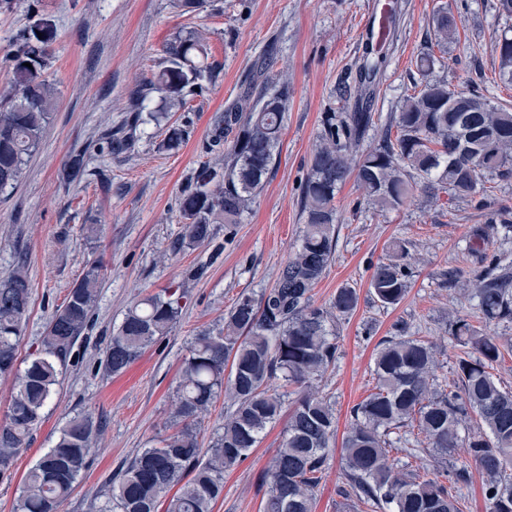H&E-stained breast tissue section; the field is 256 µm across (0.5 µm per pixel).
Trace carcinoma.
<instances>
[{
    "mask_svg": "<svg viewBox=\"0 0 512 512\" xmlns=\"http://www.w3.org/2000/svg\"><path fill=\"white\" fill-rule=\"evenodd\" d=\"M438 47L458 42V19L446 6L432 16ZM56 29L39 19L7 55L10 91L0 100V190L17 184L27 159L41 142L54 104L48 77ZM494 83L512 86V25L495 44ZM209 50L195 31L178 34L163 48L160 69L145 80L129 109L125 127L137 130L145 100L156 90L169 94L168 107L210 80ZM30 66H25V63ZM438 62L427 52L415 66L420 84L405 99L396 135L385 133L372 147L362 146L373 123L370 112H325L309 170L301 186L304 224L292 255L272 288L256 298L242 293L224 326L199 333L187 347L174 399L177 430L158 447L144 448L127 464L100 512H212L224 492V473L236 468L275 423L288 396L292 410L279 448L261 474L268 485L263 512H314L316 492L335 449L336 410L318 383L339 358L338 321L352 314L356 289L336 290L329 306H318L312 290L336 249V195L350 178L364 200L383 211L397 210L418 191L434 197L470 199L485 211V224L472 229V249L482 269L469 279L448 271V284L474 302L484 328L458 316L451 339L463 347L452 378L439 377L432 345L403 326L378 345L374 392L352 407L341 454L345 485L339 493L366 512H463L462 489L468 467L453 473L423 471L410 463L421 448H395L391 435L417 432L430 451L447 462L462 447L482 482L486 512H512V391L490 372L512 350V340L486 332L512 324V264L481 251L498 229L512 232V209L488 207L494 184L512 178V108L475 91L455 90L431 78ZM288 84L261 81L247 98L224 111L218 138L224 163L204 162L180 198L181 246H202L214 237L213 225L237 224L263 188L281 144ZM184 131L170 125L163 146L175 150ZM112 154L132 151L131 137H110ZM405 242L394 240L386 258L373 266L369 288L382 308H393L407 294L410 267ZM102 285L101 267L90 264L53 314L40 350L17 372V347L30 311L31 283L25 261L0 277V375L15 377L8 422L0 426V468L28 447L77 340L88 327ZM183 293L167 288L128 308L106 348L104 368L125 372L168 336L183 311ZM224 396L230 412L213 444L204 448L197 425L215 399ZM476 428L460 437V429ZM101 425L87 414L71 417L54 446L25 476L17 512H60Z\"/></svg>",
    "mask_w": 512,
    "mask_h": 512,
    "instance_id": "carcinoma-1",
    "label": "carcinoma"
}]
</instances>
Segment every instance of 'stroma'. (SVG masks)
Listing matches in <instances>:
<instances>
[{
    "instance_id": "35a3bbf8",
    "label": "stroma",
    "mask_w": 512,
    "mask_h": 512,
    "mask_svg": "<svg viewBox=\"0 0 512 512\" xmlns=\"http://www.w3.org/2000/svg\"><path fill=\"white\" fill-rule=\"evenodd\" d=\"M390 0H207L194 14H181L172 0H19L0 8V90L10 84L4 63L21 30L38 19L54 24L51 73L57 106L39 149L15 187L0 192V276L26 255L32 281L31 309L18 347L26 367L47 324L86 265L101 264L103 281L90 327L75 344L62 381L46 407L45 422L27 449L0 470V512H16L23 477L51 448L77 413L104 427L61 512H97L110 480L138 451L174 430L173 398L187 344L203 330L219 328L241 293L260 296L271 288L289 258L303 224L301 184L310 166L323 113L347 108L339 90L354 85L359 65L379 57L373 92L360 107L374 113L367 142L394 128L400 105L420 77L414 61L436 51L433 79L449 87L488 92L512 105V86H493L494 40L504 21L497 0H398L402 6L393 42L366 49L369 8ZM459 13L458 43L437 50L428 20L441 3ZM197 31L218 66L214 82L166 111L162 93L144 103L145 115L129 157L110 154L105 135L120 126L134 92L157 71L163 47L180 31ZM272 81L287 82L280 154L254 204L238 224L214 227L211 244L174 251L181 230L178 198L199 164L223 157L212 146L216 120L243 99L257 66ZM187 133L175 150L161 147L163 126L153 115ZM84 156L81 180H64L71 155ZM361 192L347 181L336 197L340 217L334 258L313 290L316 304L329 305L338 288L359 293L353 314L342 320L340 355L320 388L336 408V433L344 435L350 409L373 390L378 344L410 324L434 341L441 375H448L460 346L449 338L454 315L468 303L448 285L449 268L472 276L479 267L466 250L470 230L483 218L464 199L416 196L397 211L360 204ZM402 238L413 274L402 302L384 309L369 292L372 267L388 243ZM186 297L180 322L126 372L110 376L102 361L114 328L133 301L170 286ZM278 421L248 458L224 476V493L213 512H262L267 489L260 475L279 444ZM344 482L340 453H333L319 486L315 512H361L338 493Z\"/></svg>"
}]
</instances>
